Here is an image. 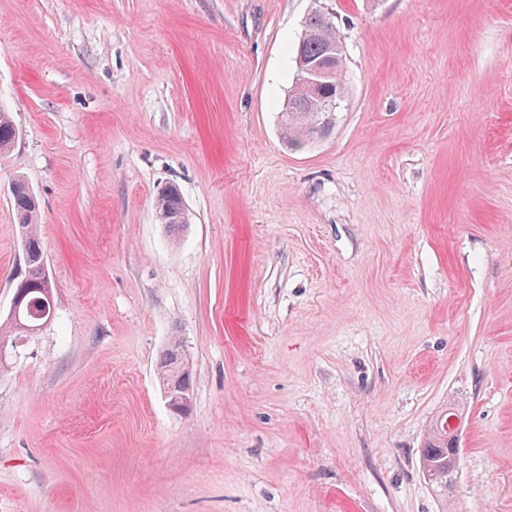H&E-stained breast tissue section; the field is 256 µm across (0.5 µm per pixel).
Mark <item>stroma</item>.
I'll return each mask as SVG.
<instances>
[{
    "instance_id": "obj_1",
    "label": "stroma",
    "mask_w": 512,
    "mask_h": 512,
    "mask_svg": "<svg viewBox=\"0 0 512 512\" xmlns=\"http://www.w3.org/2000/svg\"><path fill=\"white\" fill-rule=\"evenodd\" d=\"M320 6L347 95L290 148ZM0 104V321L19 177L55 302L0 347V512H512V0H0ZM184 205L180 190L174 185L166 187L158 194L155 203L158 222L173 230L186 226L189 213ZM189 362L186 359L181 346L179 343L174 342L170 347L163 353L159 366L158 375L161 379L163 389H167L168 386L176 379L180 377V382L189 394L190 389V369ZM175 369L177 371L175 372ZM450 416H458L460 421L462 419V412L454 403L448 404V407L436 417L429 441L421 450L423 472L426 470L430 477L429 482L435 484L444 493L448 492L460 462L458 458L457 468L448 473V459L452 454V448H455V434L448 430Z\"/></svg>"
}]
</instances>
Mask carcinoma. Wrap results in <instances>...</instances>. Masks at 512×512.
<instances>
[{
	"label": "carcinoma",
	"instance_id": "obj_1",
	"mask_svg": "<svg viewBox=\"0 0 512 512\" xmlns=\"http://www.w3.org/2000/svg\"><path fill=\"white\" fill-rule=\"evenodd\" d=\"M294 64L323 62L328 74L318 83L305 84L294 79L289 91L286 107L281 115L283 137L291 146H301L324 138L336 123V113L324 111L325 103L332 100L342 103L346 96L343 80L345 57L336 50V28L329 25L324 10H311L304 22L303 31L294 48ZM16 129L10 113L0 108V153H6L13 146ZM21 191L11 196V204L18 220L21 234L22 254L28 257L25 263V278L32 291L25 298L18 313L9 314L0 323V343L13 333H36L53 314L52 283L46 270L44 247L38 232V202L33 193L27 191L28 184L22 179L15 180ZM159 223L168 228L179 229L187 225L189 213L180 190L170 185L163 189L155 203ZM158 375L163 388L174 379H180L185 389H190V369L181 346L175 342L163 353ZM462 416L460 409L450 403L436 417L432 434L425 448L421 450L422 469L429 474V481L443 492H448L454 472L448 471V459L455 447V434L448 430V418Z\"/></svg>",
	"mask_w": 512,
	"mask_h": 512
}]
</instances>
